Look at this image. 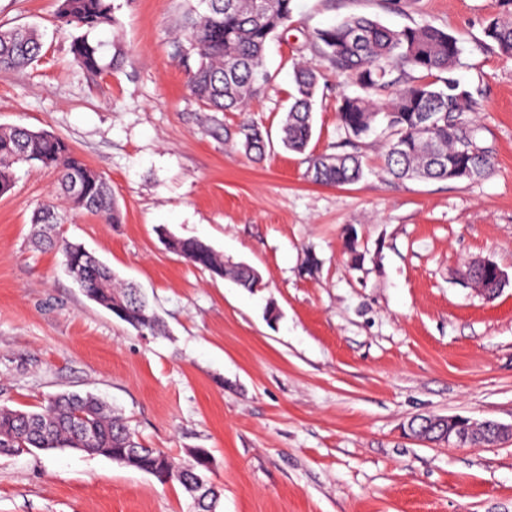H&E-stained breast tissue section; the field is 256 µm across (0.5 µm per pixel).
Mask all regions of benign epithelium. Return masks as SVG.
<instances>
[{
  "label": "benign epithelium",
  "mask_w": 512,
  "mask_h": 512,
  "mask_svg": "<svg viewBox=\"0 0 512 512\" xmlns=\"http://www.w3.org/2000/svg\"><path fill=\"white\" fill-rule=\"evenodd\" d=\"M410 434L428 442L462 446L512 440V424L494 420H471L462 416H421L408 424Z\"/></svg>",
  "instance_id": "7a95c632"
}]
</instances>
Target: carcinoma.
Here are the masks:
<instances>
[{
	"label": "carcinoma",
	"mask_w": 512,
	"mask_h": 512,
	"mask_svg": "<svg viewBox=\"0 0 512 512\" xmlns=\"http://www.w3.org/2000/svg\"><path fill=\"white\" fill-rule=\"evenodd\" d=\"M58 17L65 26L88 32L115 23L112 0H58ZM292 0H196L182 21L185 54L194 57L190 69L192 95L214 112H243L265 87L268 40L288 27ZM485 35L505 57L512 58V12L490 22ZM315 55L357 85L362 95L347 97L338 112L340 127L353 138L367 135L378 116L389 130L383 163L396 179L473 181L487 176L493 156L477 138L469 114L472 94L453 76L460 54L459 40L424 24L400 29L354 16L318 29L310 38ZM102 44L88 36L71 43L72 62L95 74L101 70ZM43 42L34 27L0 29V70L23 68L41 55ZM316 65L294 68L293 103L282 126V143L303 152L313 135L312 104L318 88ZM242 146L260 159L266 143L259 128L241 125ZM38 163L57 172L60 194L71 211L98 214L120 222V209L105 179L92 170L68 142L44 131L0 128V194L13 186L18 163ZM313 180L325 185L358 181L363 175L359 156L336 154L313 161ZM32 222L46 229L62 223L55 207L34 212ZM39 243L59 248L64 265L92 300L138 331L157 333L160 322L141 291L117 285L112 271L81 245L42 234ZM169 246L196 267L228 276L251 290L259 278L250 266L228 268L207 244L195 239H171ZM55 448H77L90 455L184 484L201 477L212 486L192 504V512H217L221 490L212 484L206 458L191 456L184 467L159 448H142L133 441L126 421L91 394L58 393L35 411L0 406V455Z\"/></svg>",
	"instance_id": "1"
}]
</instances>
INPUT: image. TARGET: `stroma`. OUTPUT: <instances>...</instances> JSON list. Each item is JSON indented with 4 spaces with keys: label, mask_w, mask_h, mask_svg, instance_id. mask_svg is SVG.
I'll return each instance as SVG.
<instances>
[{
    "label": "stroma",
    "mask_w": 512,
    "mask_h": 512,
    "mask_svg": "<svg viewBox=\"0 0 512 512\" xmlns=\"http://www.w3.org/2000/svg\"><path fill=\"white\" fill-rule=\"evenodd\" d=\"M266 48L272 80L247 114L211 112L178 54L186 0H113L100 73L70 63L57 0H0V27L44 34L37 61L0 71V127L64 137L105 178L122 221L67 213L56 233L134 282L164 323L139 332L90 300L59 252L34 246L33 212L59 204L56 174L16 169L0 195V405L34 410L90 392L139 444L186 464L209 449L217 512H512V441L451 448L413 439L417 415L512 424V59L484 35L512 0H293ZM351 16L429 23L461 41L455 71L493 171L476 181H399L386 137L349 142L338 112L357 89L320 64L313 136L283 147L295 65L310 35ZM130 61L115 68L113 54ZM267 155L247 157L242 120ZM356 152L357 183L312 178L317 156ZM356 240H349L348 228ZM195 238L262 276L250 291L195 267ZM361 262H353L352 253ZM319 260L307 267L308 256ZM477 260L508 283H461ZM176 482L71 449L0 455V512H190Z\"/></svg>",
    "instance_id": "obj_1"
}]
</instances>
